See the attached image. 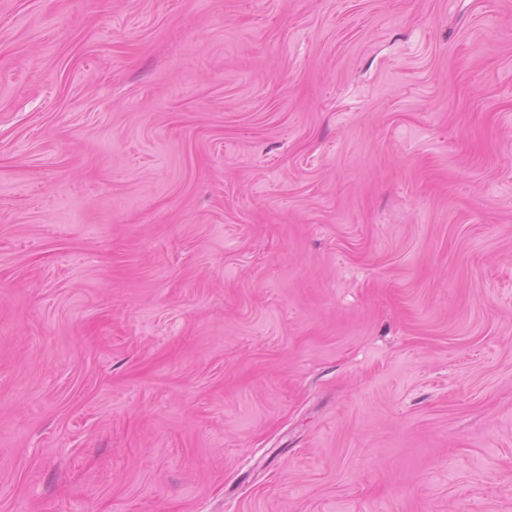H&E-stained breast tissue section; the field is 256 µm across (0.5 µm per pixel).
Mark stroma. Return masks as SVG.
Here are the masks:
<instances>
[{"instance_id":"1","label":"stroma","mask_w":512,"mask_h":512,"mask_svg":"<svg viewBox=\"0 0 512 512\" xmlns=\"http://www.w3.org/2000/svg\"><path fill=\"white\" fill-rule=\"evenodd\" d=\"M0 512H512V0H0Z\"/></svg>"}]
</instances>
